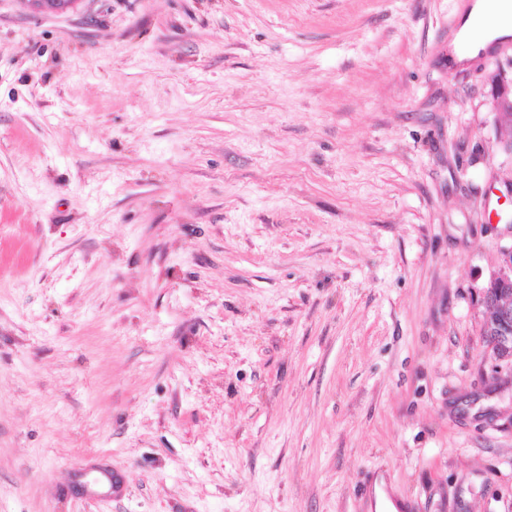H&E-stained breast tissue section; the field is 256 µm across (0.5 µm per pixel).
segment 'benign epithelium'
Returning a JSON list of instances; mask_svg holds the SVG:
<instances>
[{
  "label": "benign epithelium",
  "instance_id": "benign-epithelium-1",
  "mask_svg": "<svg viewBox=\"0 0 512 512\" xmlns=\"http://www.w3.org/2000/svg\"><path fill=\"white\" fill-rule=\"evenodd\" d=\"M37 10L59 12L70 8L75 0H28ZM493 108L498 118L512 112V77L499 68L492 76ZM483 303L489 305L481 335L498 362L497 368L512 374V246L501 250L498 265L481 288Z\"/></svg>",
  "mask_w": 512,
  "mask_h": 512
}]
</instances>
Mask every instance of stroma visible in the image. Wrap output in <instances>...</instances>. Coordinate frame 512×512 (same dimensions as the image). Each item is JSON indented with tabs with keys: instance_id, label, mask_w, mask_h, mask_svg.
<instances>
[{
	"instance_id": "stroma-1",
	"label": "stroma",
	"mask_w": 512,
	"mask_h": 512,
	"mask_svg": "<svg viewBox=\"0 0 512 512\" xmlns=\"http://www.w3.org/2000/svg\"><path fill=\"white\" fill-rule=\"evenodd\" d=\"M462 16L0 0V512H512Z\"/></svg>"
}]
</instances>
